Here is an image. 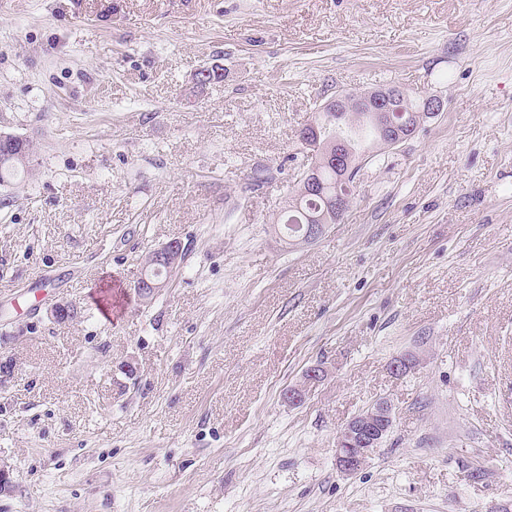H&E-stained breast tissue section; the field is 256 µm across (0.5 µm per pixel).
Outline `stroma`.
Wrapping results in <instances>:
<instances>
[{"label":"stroma","mask_w":512,"mask_h":512,"mask_svg":"<svg viewBox=\"0 0 512 512\" xmlns=\"http://www.w3.org/2000/svg\"><path fill=\"white\" fill-rule=\"evenodd\" d=\"M390 84L446 109L287 244L300 129ZM0 130L35 145L0 185V512L512 504V0H0ZM380 400L390 432L341 474ZM181 248L180 245L176 242L168 243L165 246H162L156 249L154 253V261L156 263L162 264L167 269V278L162 282H151L145 274V269L135 285V291L138 289H142V294L149 298L153 296L156 292L165 288L168 284V278L171 273L176 270L180 257H181ZM324 376V369L321 366L310 367L302 375L301 380L288 386L283 393V399L289 406L301 404L305 398L306 391ZM392 425V408L384 400L354 416L336 437V468L346 476L357 474Z\"/></svg>","instance_id":"1"}]
</instances>
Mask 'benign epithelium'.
<instances>
[{
    "mask_svg": "<svg viewBox=\"0 0 512 512\" xmlns=\"http://www.w3.org/2000/svg\"><path fill=\"white\" fill-rule=\"evenodd\" d=\"M402 94V88H380L365 93L359 100V104L368 112L379 126L381 133L399 143L410 137L406 125L394 117L389 109L390 101L397 99ZM307 192L321 196L325 203L332 206L336 216H341L350 203V196L346 192V185L336 186V191L327 194L323 186H318L313 181H308ZM181 257L180 245L172 242L154 251V261L166 267L168 273L176 270ZM168 281L152 282L146 274H141L136 282L135 289L142 290V294L149 298L156 292L166 287ZM419 357L408 352L396 359L391 364V371L396 375L404 374L416 367ZM324 376V369L320 366L310 367L302 375L301 380L286 388L283 399L290 406L301 404L306 391ZM393 425L391 405L382 400L373 406L354 416L341 429L336 437V468L346 476L358 473L368 459L377 450L382 442L383 435Z\"/></svg>",
    "mask_w": 512,
    "mask_h": 512,
    "instance_id": "benign-epithelium-1",
    "label": "benign epithelium"
}]
</instances>
